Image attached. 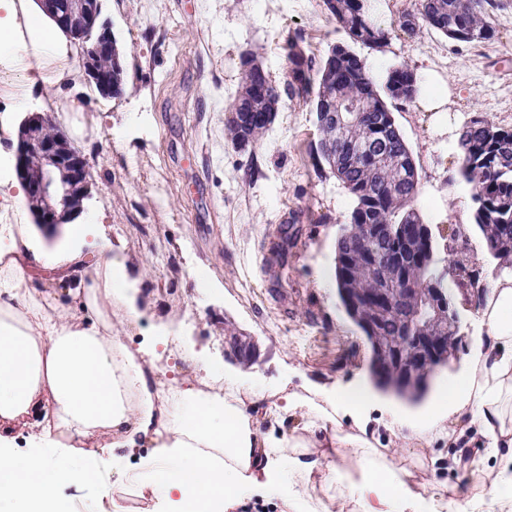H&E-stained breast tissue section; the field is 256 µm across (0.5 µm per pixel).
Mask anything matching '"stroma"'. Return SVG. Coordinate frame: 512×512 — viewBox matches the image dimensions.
<instances>
[{
  "label": "stroma",
  "instance_id": "obj_1",
  "mask_svg": "<svg viewBox=\"0 0 512 512\" xmlns=\"http://www.w3.org/2000/svg\"><path fill=\"white\" fill-rule=\"evenodd\" d=\"M494 37L465 43L421 27L401 28L420 0H377L376 20L389 32L384 50H354L375 81L404 64L420 84L444 82L446 113L421 99L390 109L419 173L415 208L435 237L468 228L466 254L491 279L494 264L472 230V188L457 174L455 127L473 116L512 128V0H501ZM125 56L119 96H105L88 79L64 91L29 89L25 113L51 115L89 165L83 212L98 237L124 255L138 290L142 318L127 341L151 346L161 376L192 372L182 347L193 344L208 366L229 370L278 399L309 385L344 389L371 384L372 351L347 316L335 282L336 238L352 208L328 168L317 167L313 104L285 100L274 124L248 151L224 138V111L240 81V58L254 52L276 83L287 79L288 43L323 60L347 42L323 0H102ZM77 99L82 111L66 102ZM209 282L196 284L192 268ZM460 318L457 349L437 370L431 389L462 365L482 332L477 301L454 292ZM168 344L152 346L159 333ZM417 405L386 395L367 405L368 431L386 439L396 419ZM433 481L452 489L449 512L472 492L470 474L453 464V448H430ZM101 484L66 487L70 512H152L149 493L127 482L139 456L113 464L97 451Z\"/></svg>",
  "mask_w": 512,
  "mask_h": 512
}]
</instances>
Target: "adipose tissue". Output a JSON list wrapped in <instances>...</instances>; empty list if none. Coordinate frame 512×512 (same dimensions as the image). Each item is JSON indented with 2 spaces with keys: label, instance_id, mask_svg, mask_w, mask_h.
Returning <instances> with one entry per match:
<instances>
[{
  "label": "adipose tissue",
  "instance_id": "adipose-tissue-1",
  "mask_svg": "<svg viewBox=\"0 0 512 512\" xmlns=\"http://www.w3.org/2000/svg\"><path fill=\"white\" fill-rule=\"evenodd\" d=\"M73 35L41 0H0V72L62 89L77 83ZM0 152V498L16 512H66L65 485L100 482L78 448L146 449L131 474L168 512H235L244 501L276 495L281 512H446L439 493L423 495L425 458L388 459L359 415L370 393L316 387L289 393L277 411L297 417L292 433L261 432L262 396L232 374L203 390L192 378L148 373L143 349L125 333L141 321L127 262L94 219L74 225L67 251L48 248L24 222L26 193ZM50 271L65 295L39 289L34 269ZM485 328L465 371L449 378L410 423L408 440L428 448L460 442L464 423L482 431L479 456L466 466L477 482L465 512H512V459L484 465L512 447V270L486 285ZM355 420L345 429L342 418ZM29 453L16 454L17 438ZM329 493L315 502L314 490Z\"/></svg>",
  "mask_w": 512,
  "mask_h": 512
}]
</instances>
